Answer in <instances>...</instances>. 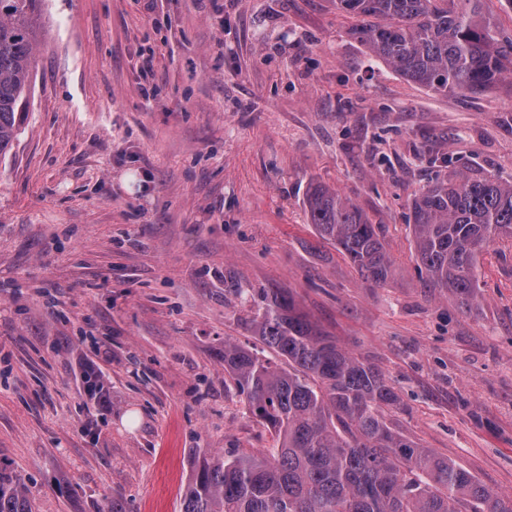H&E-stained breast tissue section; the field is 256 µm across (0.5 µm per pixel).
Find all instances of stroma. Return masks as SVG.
I'll use <instances>...</instances> for the list:
<instances>
[{"label":"stroma","mask_w":512,"mask_h":512,"mask_svg":"<svg viewBox=\"0 0 512 512\" xmlns=\"http://www.w3.org/2000/svg\"><path fill=\"white\" fill-rule=\"evenodd\" d=\"M44 22L0 161V456L38 512H181L199 450L272 447L221 358L256 343L246 288L291 291L384 373L397 431L512 494V242L464 308L419 274L408 224L432 179L512 183V81L409 82L332 0H46ZM313 181L379 225L384 285L318 236Z\"/></svg>","instance_id":"stroma-1"}]
</instances>
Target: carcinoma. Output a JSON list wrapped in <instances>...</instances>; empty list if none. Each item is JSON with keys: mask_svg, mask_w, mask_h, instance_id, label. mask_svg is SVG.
Segmentation results:
<instances>
[{"mask_svg": "<svg viewBox=\"0 0 512 512\" xmlns=\"http://www.w3.org/2000/svg\"><path fill=\"white\" fill-rule=\"evenodd\" d=\"M45 0H0V157L21 134L43 32ZM485 0H336L356 20L349 34L374 61L435 92L475 93L512 76V31L484 11ZM305 205L319 237L376 285L391 262L376 225L351 200L322 184ZM420 273L467 308L479 257L512 239V184L463 173L415 195L409 216ZM241 318L281 364L224 341V372L252 417L276 439L254 453L195 454L182 512H512V494L396 431L385 411L399 396L375 366L340 347L302 313L290 293L261 288ZM99 399L107 383L84 375ZM0 512H36L11 463L0 456Z\"/></svg>", "mask_w": 512, "mask_h": 512, "instance_id": "1", "label": "carcinoma"}]
</instances>
